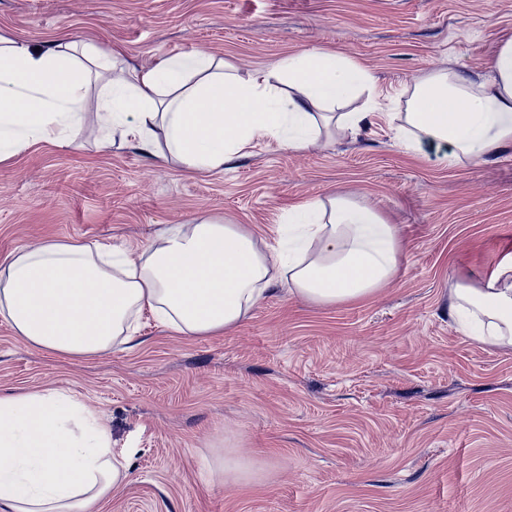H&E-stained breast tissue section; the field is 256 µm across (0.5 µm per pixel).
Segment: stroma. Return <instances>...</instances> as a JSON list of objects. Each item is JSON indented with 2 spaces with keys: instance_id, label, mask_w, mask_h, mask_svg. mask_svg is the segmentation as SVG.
<instances>
[{
  "instance_id": "stroma-1",
  "label": "stroma",
  "mask_w": 512,
  "mask_h": 512,
  "mask_svg": "<svg viewBox=\"0 0 512 512\" xmlns=\"http://www.w3.org/2000/svg\"><path fill=\"white\" fill-rule=\"evenodd\" d=\"M0 31L64 36L129 63L182 52L241 76L327 47L368 66L383 104L358 135L301 152L255 140L220 173L190 174L131 141L37 143L0 163V263L48 239L137 258L156 232L209 216L279 238L288 205L350 194L405 241L395 282L322 307L275 284L233 331L179 337L150 312L97 357L36 349L0 319V393L54 389L91 407L128 478L92 512H512V350L464 335L448 285L483 279L512 251V150L448 168L392 140L413 78L485 72L512 33V0H0ZM228 448L266 470L229 487Z\"/></svg>"
}]
</instances>
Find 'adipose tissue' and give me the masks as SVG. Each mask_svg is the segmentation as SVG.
Wrapping results in <instances>:
<instances>
[{
	"mask_svg": "<svg viewBox=\"0 0 512 512\" xmlns=\"http://www.w3.org/2000/svg\"><path fill=\"white\" fill-rule=\"evenodd\" d=\"M374 88L368 67L321 48L244 78L201 52L133 66L117 47L63 38L37 49L0 33V162L37 142H77L93 98L98 147L129 137L160 162L220 173L258 138L302 152L330 130L359 133L377 110ZM359 98L362 108L346 111ZM397 119L404 154L430 145L451 167L512 147V34L486 73L450 68L416 79ZM282 221V252L246 225L209 218L163 229L135 260L94 243L23 247L0 264V318L31 346L98 356L133 341L143 309L177 335L218 336L275 282L336 306L377 294L399 273L400 230L368 202L306 201ZM448 312L465 335L512 348V253L481 282L457 278ZM127 473L108 427L82 401L58 390L0 395V512H87Z\"/></svg>",
	"mask_w": 512,
	"mask_h": 512,
	"instance_id": "ef3b65f1",
	"label": "adipose tissue"
}]
</instances>
